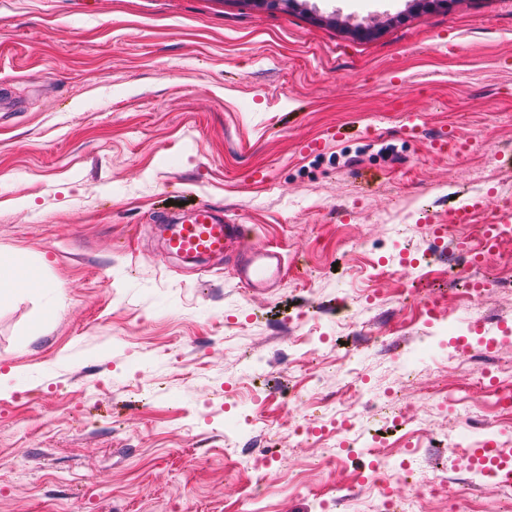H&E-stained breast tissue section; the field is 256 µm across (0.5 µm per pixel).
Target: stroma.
<instances>
[{"label":"stroma","instance_id":"35a3bbf8","mask_svg":"<svg viewBox=\"0 0 512 512\" xmlns=\"http://www.w3.org/2000/svg\"><path fill=\"white\" fill-rule=\"evenodd\" d=\"M450 128L467 149L431 152ZM452 186L512 196V0H0V252L45 284L0 301V512H325L372 460L294 427L308 372L354 402L351 350L360 412L398 393L429 475L504 512L449 444L492 435L487 392L468 423L441 405L472 365L412 307L479 316L469 345L512 370V287L471 306L428 230ZM197 205L282 253L275 288L165 251ZM248 448L274 452L254 497L225 456Z\"/></svg>","mask_w":512,"mask_h":512}]
</instances>
